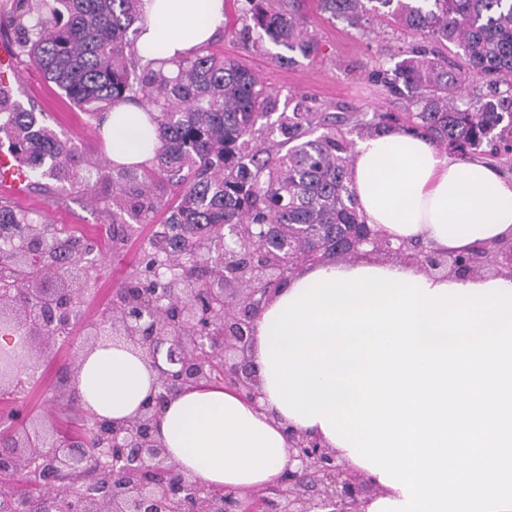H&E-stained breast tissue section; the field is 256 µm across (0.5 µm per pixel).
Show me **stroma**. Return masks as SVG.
Returning <instances> with one entry per match:
<instances>
[{"label":"stroma","instance_id":"obj_1","mask_svg":"<svg viewBox=\"0 0 512 512\" xmlns=\"http://www.w3.org/2000/svg\"><path fill=\"white\" fill-rule=\"evenodd\" d=\"M307 14L310 31L319 44L314 56H299L292 63H279L274 59L277 52L274 45H266L262 50L249 49L228 34L215 37L209 48L240 60L278 91L284 101L304 97L321 112L355 109L370 115L403 111V104L385 97L375 81L374 71L393 68L399 60L398 49L422 45V37L399 29L389 18H371L361 31L324 21L312 5L308 6ZM16 64L17 73L9 77L15 100L25 109L34 110L39 122L59 137L76 143L83 162L71 181H54L45 189L30 187L25 198L9 195L5 201L28 211L41 223L69 224L81 229L85 237L100 241L112 185L88 169L89 163L106 156L97 123L45 79L28 57L17 58ZM141 254L140 244L129 245L123 254L107 256L92 274L83 315L71 330L75 340L86 337L89 323L100 318L113 292L123 285L130 267L137 264ZM73 362V349L60 348L53 358L41 360L35 375L11 395L12 408L29 414L36 429H63L68 410L53 408L49 397L65 381Z\"/></svg>","mask_w":512,"mask_h":512}]
</instances>
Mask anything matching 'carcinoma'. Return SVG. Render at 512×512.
I'll list each match as a JSON object with an SVG mask.
<instances>
[{
	"label": "carcinoma",
	"instance_id": "carcinoma-1",
	"mask_svg": "<svg viewBox=\"0 0 512 512\" xmlns=\"http://www.w3.org/2000/svg\"><path fill=\"white\" fill-rule=\"evenodd\" d=\"M0 32L16 35L24 55L91 118L115 105L141 102L153 112L159 144L151 165L91 166L112 182L107 224L112 252L141 239L146 215L167 208L162 229L147 236L142 266L124 287L215 288L235 278L220 264L225 231L250 228L248 245L283 283L297 267L352 254L366 227L349 186L354 140L402 126L429 137L445 152L467 157L483 145L497 158L512 151V0H318L328 21L362 29L381 10L398 24L462 51L463 63L424 49L394 70L374 72L386 98L404 112H319L305 98L279 103L277 91L237 59L203 47L166 75L140 63L134 51L141 0H6ZM301 0H243L244 46L268 42L307 58L319 50L300 10ZM485 90L463 99L468 83ZM40 178L65 181L80 162L79 147L40 125L0 81V140ZM35 223L26 211L0 205V224L16 232L0 250L21 242ZM74 230L50 232L35 268L69 264L77 254ZM193 254L187 269L165 265Z\"/></svg>",
	"mask_w": 512,
	"mask_h": 512
}]
</instances>
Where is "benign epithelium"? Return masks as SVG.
I'll return each mask as SVG.
<instances>
[{
    "label": "benign epithelium",
    "instance_id": "7a95c632",
    "mask_svg": "<svg viewBox=\"0 0 512 512\" xmlns=\"http://www.w3.org/2000/svg\"><path fill=\"white\" fill-rule=\"evenodd\" d=\"M41 240L28 239V247L0 265V288H23L26 301L14 307L12 296L0 297V330L20 335L23 349L39 343L40 356L60 347L55 320L74 324L81 316L86 289L82 278L94 262L80 261L55 272L70 288H47L44 276L26 277L22 270L28 255ZM478 249L467 262L451 258V272L468 276L484 264ZM242 275L263 282L275 279L269 268L248 263ZM273 289L255 288L233 298L226 288L203 294L194 288L131 289L121 309L106 319V327L90 334L91 342L75 354L93 349L104 337L121 342L138 353L155 373L158 392L134 418L115 422L91 417L99 438L95 448V478L82 484L69 512H364L371 481L340 462L336 451L320 440L294 430L286 433L289 462L276 485L253 493L224 491L206 486L177 471L154 435L155 423L173 390L208 382L211 363L199 353L211 350L213 360L224 365V379L253 402L256 375L249 351L252 324ZM19 355L0 354V383L15 376ZM0 434V470L30 472L43 489L55 491L61 479L83 469L90 461L82 436L72 434L55 444L48 433L30 431L22 415L15 423L3 419Z\"/></svg>",
    "mask_w": 512,
    "mask_h": 512
}]
</instances>
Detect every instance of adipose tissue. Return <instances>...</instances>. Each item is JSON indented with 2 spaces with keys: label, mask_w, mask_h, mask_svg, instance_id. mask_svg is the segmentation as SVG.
Instances as JSON below:
<instances>
[{
  "label": "adipose tissue",
  "mask_w": 512,
  "mask_h": 512,
  "mask_svg": "<svg viewBox=\"0 0 512 512\" xmlns=\"http://www.w3.org/2000/svg\"><path fill=\"white\" fill-rule=\"evenodd\" d=\"M224 21V0H142L135 50L192 56ZM116 164L154 156L143 108L100 117ZM350 187L393 246L464 254L512 240V179L392 129L356 145ZM257 403L202 386L168 400L156 437L180 471L245 491L288 465L283 430L319 436L382 489L366 512H512V272L437 273L415 259H325L299 268L253 322ZM98 417L135 416L156 378L126 345L98 344L72 381Z\"/></svg>",
  "instance_id": "adipose-tissue-1"
}]
</instances>
